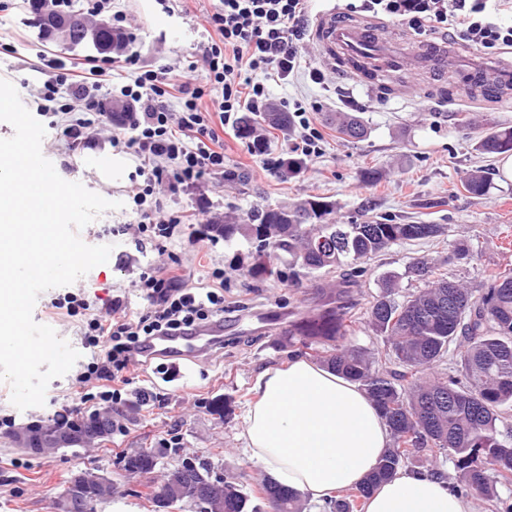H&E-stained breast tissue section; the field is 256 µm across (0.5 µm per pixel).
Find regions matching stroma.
<instances>
[{
    "label": "stroma",
    "instance_id": "1",
    "mask_svg": "<svg viewBox=\"0 0 512 512\" xmlns=\"http://www.w3.org/2000/svg\"><path fill=\"white\" fill-rule=\"evenodd\" d=\"M147 12L143 0H112L110 22H121L130 37V50L138 58L128 69H114L111 57L60 42L43 40L30 26L29 0H0V79L16 87L29 111L42 100L37 91L52 76L56 66L75 60H91L93 84L105 88L104 111L120 106L113 87L133 82L147 70L183 72L194 69L197 79L205 77L203 52L210 39L207 17L215 0H154ZM465 73H456L447 84L435 86L430 73L406 77V90L384 82L367 89L324 70L310 42H303L301 67L286 81L269 78L265 85L270 102L282 105L317 102L321 111L310 119L322 133L319 156L306 159L302 172L288 175L278 159L291 157L296 139L291 130L266 128L264 156L251 155L247 140L235 134L234 122L224 126V176L178 192L161 190L157 195L165 212L204 210L207 217L234 221L254 209L291 206L311 197L334 203L336 219L342 224L389 219L397 223L439 224L440 236L429 240L394 245L371 261L360 279L363 297L378 291L381 278L398 274L403 292L421 288V281L408 276L414 259L425 258L441 272L479 287L493 269L512 268V176L506 175L501 160L481 154L478 141L486 122L512 126V110L495 107H450L460 97ZM430 86L428 98L414 100L417 85ZM367 127L364 140L344 139L331 123L333 114L349 109V102ZM43 155L61 178L81 183L86 189L118 202L119 207L103 213L80 230L89 245H108V263L91 269L71 284V292L93 301L97 311H106L113 297L123 300L122 311L135 316L146 311L147 301L139 275L178 259L182 285H208L213 269L224 271V343L210 354L171 364L154 360L147 368L131 373L118 403L101 401L98 384L77 379L92 349L83 344L79 325L70 319L49 315L48 307L57 289L42 293L35 304L36 322L55 329L80 353L72 371L50 381L45 403L18 410L11 402V387L0 382V417L9 416L14 426L0 427V512H61L60 494L73 474H105L115 481L111 498L94 502L93 512H151L146 493L164 481L166 464L153 473L126 470L123 459L142 448H175L181 455L208 460L214 471L237 478L246 489L261 485L265 473L245 455L240 434L248 404L254 399L256 377L279 368L289 360L280 340L290 321L336 297L338 274H315L295 282L285 279L255 281L248 278L225 249L223 239L212 236L203 223L181 224L162 248L147 245L137 250L130 236L118 234L124 224H135L139 216L132 196L142 179L135 171L140 161L131 158L112 183L102 182L93 166L95 158L123 154L107 136L89 145L70 146L55 130H47L41 144ZM482 168L489 174L485 196L474 197L462 187L466 171ZM377 173L367 181L365 170ZM468 239L473 258L457 261L453 245ZM150 390L148 404L138 402L142 390ZM231 398L229 417L214 413L216 401ZM68 407L74 417L92 412H111L118 425L109 439L92 441L38 455L26 453L15 441L18 428L31 423L52 424L56 411Z\"/></svg>",
    "mask_w": 512,
    "mask_h": 512
}]
</instances>
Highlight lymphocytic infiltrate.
<instances>
[{
  "instance_id": "lymphocytic-infiltrate-1",
  "label": "lymphocytic infiltrate",
  "mask_w": 512,
  "mask_h": 512,
  "mask_svg": "<svg viewBox=\"0 0 512 512\" xmlns=\"http://www.w3.org/2000/svg\"><path fill=\"white\" fill-rule=\"evenodd\" d=\"M346 8L403 22L421 36L449 32L491 53L512 50V23L503 19L512 0H348ZM308 12L309 0H219L209 17L216 38L204 49V82L190 74L171 79L146 71L121 89L133 104L129 112L104 111L87 95L83 64H70L45 81V100H54L61 88L71 91L70 103L60 107L61 120L49 123L70 143L87 142L90 130L104 125L132 130L125 145L147 163L146 186L136 199L143 221L124 225L123 233L137 237L154 229L164 237L171 225L185 223V215L164 216L146 208L148 196L163 184L197 186L223 175L218 123L228 121L243 103L258 106L266 95L264 77L285 80L298 71ZM173 98L180 112L170 111ZM212 278V287L186 288L156 271L141 274L146 311L133 318L121 315L116 299L113 317L88 319L84 340L104 346L105 354L87 364L80 381L126 382L133 353L147 338L188 332L223 314L224 274L217 271Z\"/></svg>"
}]
</instances>
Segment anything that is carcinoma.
<instances>
[{
	"label": "carcinoma",
	"instance_id": "carcinoma-1",
	"mask_svg": "<svg viewBox=\"0 0 512 512\" xmlns=\"http://www.w3.org/2000/svg\"><path fill=\"white\" fill-rule=\"evenodd\" d=\"M336 121L342 135L362 139L367 134L355 116L339 115ZM289 124V113L271 105L264 112L241 117L238 134L263 148L265 142L257 140L262 126L282 129ZM479 150L488 155L512 153V127H489ZM462 184L469 193L482 196L488 179L484 171L473 170L465 173ZM208 230L223 238L227 248L248 245L245 272L254 280L286 275L293 281L337 271L347 287L355 281L346 279V274L364 273L369 261L392 246L442 233L438 224L390 220L338 224L334 205L318 198L293 207L251 211L241 224L214 221ZM279 261L288 271L278 268ZM409 273L424 281L425 288L401 295L398 276L387 275L367 308L369 324L386 337L388 356L403 371L388 376L365 348L348 344L358 312L342 294L291 322L281 341L291 355L309 356L360 384L393 438L367 480L337 492L326 507L329 512H356L376 486L428 449L445 455L453 465L454 476L437 470V478L462 495L474 491L486 498L493 512H512V497L499 493L512 487V431L499 430L504 409L512 405V269L488 273L477 294L453 277L435 272L422 259L412 262ZM446 358L461 369L465 381L454 376L422 377L425 369ZM157 464L155 455L136 454L126 459L125 468L147 474ZM258 494L277 498L279 512H298V495L269 478ZM224 512H257L252 494L224 482Z\"/></svg>",
	"mask_w": 512,
	"mask_h": 512
}]
</instances>
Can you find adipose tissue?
Returning a JSON list of instances; mask_svg holds the SVG:
<instances>
[{
  "mask_svg": "<svg viewBox=\"0 0 512 512\" xmlns=\"http://www.w3.org/2000/svg\"><path fill=\"white\" fill-rule=\"evenodd\" d=\"M242 438L251 461L313 503L364 482L390 431L357 383L303 358L262 372ZM364 512H472L468 497L403 469L368 496Z\"/></svg>",
  "mask_w": 512,
  "mask_h": 512,
  "instance_id": "adipose-tissue-1",
  "label": "adipose tissue"
}]
</instances>
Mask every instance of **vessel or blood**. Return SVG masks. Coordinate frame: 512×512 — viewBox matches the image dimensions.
Here are the masks:
<instances>
[{
    "mask_svg": "<svg viewBox=\"0 0 512 512\" xmlns=\"http://www.w3.org/2000/svg\"><path fill=\"white\" fill-rule=\"evenodd\" d=\"M386 23L350 18L330 8L318 12L310 29V40L317 57L329 61L340 76L373 86L380 78H393L404 68H427L436 82L447 81L448 41L440 37L409 43L390 38ZM471 77L481 85L480 100L512 106V61L491 64L478 50L463 56ZM224 335L223 322L217 321L184 336H156L134 353L139 366L152 359L191 358L218 345Z\"/></svg>",
    "mask_w": 512,
    "mask_h": 512,
    "instance_id": "1",
    "label": "vessel or blood"
}]
</instances>
